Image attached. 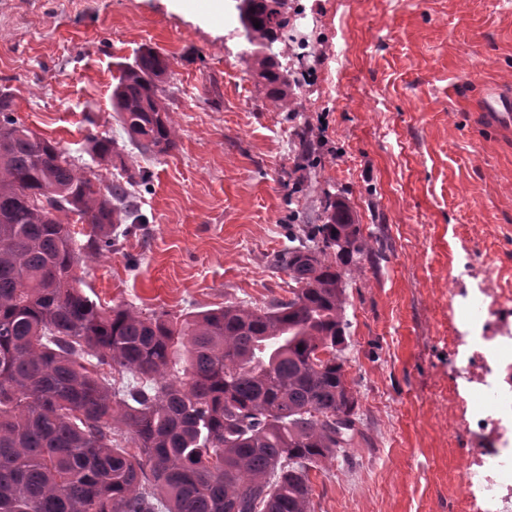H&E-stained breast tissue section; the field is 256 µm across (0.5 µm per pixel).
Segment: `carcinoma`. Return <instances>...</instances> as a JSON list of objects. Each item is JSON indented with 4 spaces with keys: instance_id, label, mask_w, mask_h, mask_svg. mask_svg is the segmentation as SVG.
<instances>
[{
    "instance_id": "obj_1",
    "label": "carcinoma",
    "mask_w": 512,
    "mask_h": 512,
    "mask_svg": "<svg viewBox=\"0 0 512 512\" xmlns=\"http://www.w3.org/2000/svg\"><path fill=\"white\" fill-rule=\"evenodd\" d=\"M235 9L256 76L291 111L273 50L287 0ZM168 69L147 47L112 89L143 153L177 147ZM15 112L1 91L0 512H313L310 472L359 433L339 266L373 254L360 225L326 201L323 223L279 256L292 297L264 308H105L77 287L76 269L82 255L112 251L117 225L143 223L128 186L145 173L127 168L126 182L107 184ZM88 144L102 162L120 155L108 134ZM74 216L88 225L83 244Z\"/></svg>"
}]
</instances>
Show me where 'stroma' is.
<instances>
[{
  "instance_id": "stroma-1",
  "label": "stroma",
  "mask_w": 512,
  "mask_h": 512,
  "mask_svg": "<svg viewBox=\"0 0 512 512\" xmlns=\"http://www.w3.org/2000/svg\"><path fill=\"white\" fill-rule=\"evenodd\" d=\"M232 0H0V91L42 137L103 180L88 131L146 171L147 218L80 265L85 295L149 314L267 306L293 286L274 264L326 195L386 250L345 276L342 356L358 399L357 440L313 470L315 512H461L470 454L448 414L451 276L471 251L512 285V131L483 115L484 89L512 92V0H288L274 51L296 78L279 111L226 36ZM170 62L174 150L143 155L111 108L123 64L144 47ZM317 161L295 170L300 133Z\"/></svg>"
}]
</instances>
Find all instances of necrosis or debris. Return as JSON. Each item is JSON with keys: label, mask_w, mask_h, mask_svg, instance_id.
<instances>
[{"label": "necrosis or debris", "mask_w": 512, "mask_h": 512, "mask_svg": "<svg viewBox=\"0 0 512 512\" xmlns=\"http://www.w3.org/2000/svg\"><path fill=\"white\" fill-rule=\"evenodd\" d=\"M449 307L460 363L453 390L465 404L452 424L475 444L461 499L467 512H512V289L487 267L475 287L452 290Z\"/></svg>", "instance_id": "4bbe7bcc"}]
</instances>
